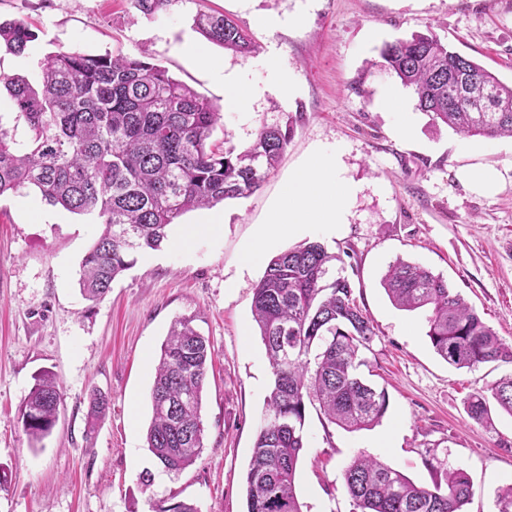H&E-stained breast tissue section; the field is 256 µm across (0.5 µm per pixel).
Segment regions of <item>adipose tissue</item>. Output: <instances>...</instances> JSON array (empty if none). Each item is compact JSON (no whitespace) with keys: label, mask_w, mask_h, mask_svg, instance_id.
I'll list each match as a JSON object with an SVG mask.
<instances>
[{"label":"adipose tissue","mask_w":512,"mask_h":512,"mask_svg":"<svg viewBox=\"0 0 512 512\" xmlns=\"http://www.w3.org/2000/svg\"><path fill=\"white\" fill-rule=\"evenodd\" d=\"M339 150L313 152L289 177L260 227L254 243L242 254L245 264L262 261L279 239L318 226L335 233L347 221V201L357 191L339 167Z\"/></svg>","instance_id":"ef3b65f1"}]
</instances>
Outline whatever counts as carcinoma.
Returning a JSON list of instances; mask_svg holds the SVG:
<instances>
[{"label":"carcinoma","mask_w":512,"mask_h":512,"mask_svg":"<svg viewBox=\"0 0 512 512\" xmlns=\"http://www.w3.org/2000/svg\"><path fill=\"white\" fill-rule=\"evenodd\" d=\"M146 17L170 0H132ZM195 29L236 55L258 49L254 37L222 14L197 15ZM34 33L22 21L0 22V46L23 53ZM376 66L393 74L416 97L433 124L466 136H512V84L471 58L448 49L433 32L386 42ZM41 77L5 79L12 107L30 141L20 148L0 126V196L34 187L50 206L91 215L102 230L81 263L82 295L99 301L113 281L133 267L134 254L157 250L171 225L186 213L244 198L275 169L293 130L266 126L238 152L208 144L221 120L216 106L152 62L135 56L76 52L47 54ZM336 256L307 241L274 256L256 284L251 311L274 376L248 469L246 512H303L296 471L305 448L307 404L318 403L347 431L378 424L388 407L383 390L359 375L361 351L375 336L345 279L328 280ZM392 304L426 308L429 338L449 365L473 368L512 363L505 343L441 275L401 259L382 280ZM211 349L191 325L174 321L162 343L150 391L147 448L165 471L194 464L204 444L202 393ZM63 394L49 375L35 379L19 406L25 434L40 442L58 420ZM512 415V375L468 398L480 423L491 407ZM344 482L353 512H462L471 484L460 469L446 487L417 485L399 470L366 455L352 457Z\"/></svg>","instance_id":"1"}]
</instances>
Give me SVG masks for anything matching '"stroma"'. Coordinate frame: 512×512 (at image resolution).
<instances>
[{"mask_svg":"<svg viewBox=\"0 0 512 512\" xmlns=\"http://www.w3.org/2000/svg\"><path fill=\"white\" fill-rule=\"evenodd\" d=\"M203 12L233 19L259 45L248 57L208 46L225 73L250 87L244 104H228L222 75L182 51L199 40L193 20ZM0 19L22 20L35 34L23 54L0 49L1 75L37 81L50 52L145 48L223 113L212 145L242 150L263 127H293L263 186L218 204L220 228L188 235L207 213H186L160 249L136 254L97 304L81 296L78 279L99 225L46 204L33 188L0 197V512H156L177 500L198 512H245L243 475L273 376L251 313L265 267H243L241 255L288 176L318 147L341 148L345 175L359 185L349 222L331 238L315 227L284 238L268 254L306 241L335 254L331 276L350 281L375 330L361 374L385 390L388 408L376 426L350 432L308 406L296 472L303 512H352L343 470L360 453L429 488L446 470H463L472 485L463 512H497L500 488L512 483V415L495 409L490 423L475 422L467 399L512 365H449L426 335L428 310L397 309L381 280L396 259L420 264L512 342V138L466 137L417 110L410 136L399 137L377 106L397 79L376 61L384 42L430 30L511 82L512 0H171L151 17L130 0H0ZM272 59L295 85L292 98L269 88ZM481 164L503 175L494 196L460 184L464 167ZM181 317L208 339L213 362L203 452L174 475L149 451L146 433L153 361ZM44 371L56 374L64 401L52 432L34 445L18 410ZM95 390L110 405L92 428Z\"/></svg>","mask_w":512,"mask_h":512,"instance_id":"1","label":"stroma"}]
</instances>
